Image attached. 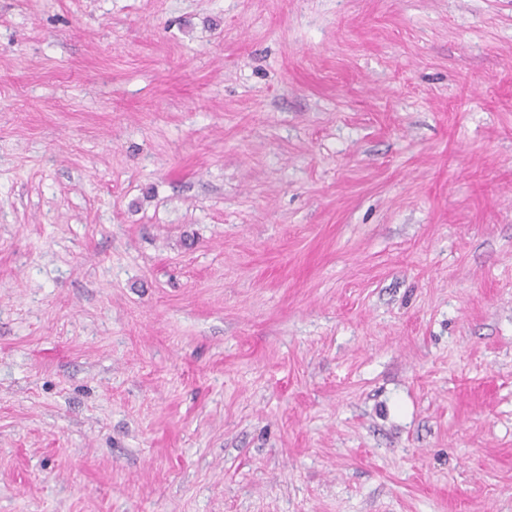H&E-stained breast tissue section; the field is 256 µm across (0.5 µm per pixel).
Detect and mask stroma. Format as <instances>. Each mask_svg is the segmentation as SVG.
I'll return each instance as SVG.
<instances>
[{"label":"stroma","mask_w":512,"mask_h":512,"mask_svg":"<svg viewBox=\"0 0 512 512\" xmlns=\"http://www.w3.org/2000/svg\"><path fill=\"white\" fill-rule=\"evenodd\" d=\"M0 512H512V0H0Z\"/></svg>","instance_id":"35a3bbf8"}]
</instances>
